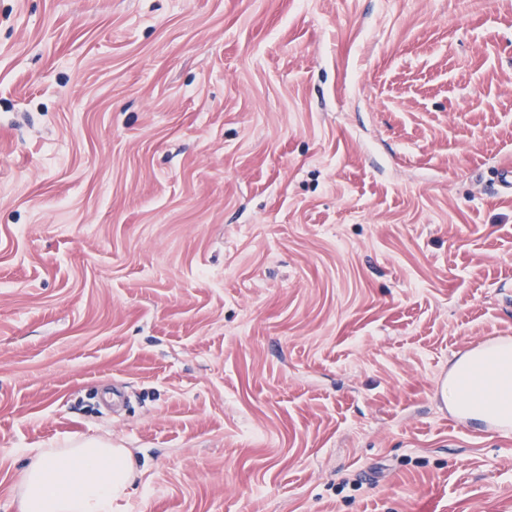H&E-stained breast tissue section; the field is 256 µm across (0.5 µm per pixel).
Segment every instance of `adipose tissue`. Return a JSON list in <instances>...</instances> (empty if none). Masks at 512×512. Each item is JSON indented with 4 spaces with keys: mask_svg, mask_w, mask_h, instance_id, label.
Listing matches in <instances>:
<instances>
[{
    "mask_svg": "<svg viewBox=\"0 0 512 512\" xmlns=\"http://www.w3.org/2000/svg\"><path fill=\"white\" fill-rule=\"evenodd\" d=\"M448 408L458 417L512 428V342L499 341L465 352L451 366ZM134 464L128 449L90 439L51 444L27 464L20 512H117L128 494Z\"/></svg>",
    "mask_w": 512,
    "mask_h": 512,
    "instance_id": "adipose-tissue-1",
    "label": "adipose tissue"
}]
</instances>
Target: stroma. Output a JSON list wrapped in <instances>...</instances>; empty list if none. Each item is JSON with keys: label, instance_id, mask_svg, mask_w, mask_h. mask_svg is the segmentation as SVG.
Masks as SVG:
<instances>
[{"label": "stroma", "instance_id": "1", "mask_svg": "<svg viewBox=\"0 0 512 512\" xmlns=\"http://www.w3.org/2000/svg\"><path fill=\"white\" fill-rule=\"evenodd\" d=\"M512 0H0V512H512L434 394L512 340ZM46 447L24 470L20 512L118 511L134 478L128 449L97 439Z\"/></svg>", "mask_w": 512, "mask_h": 512}]
</instances>
